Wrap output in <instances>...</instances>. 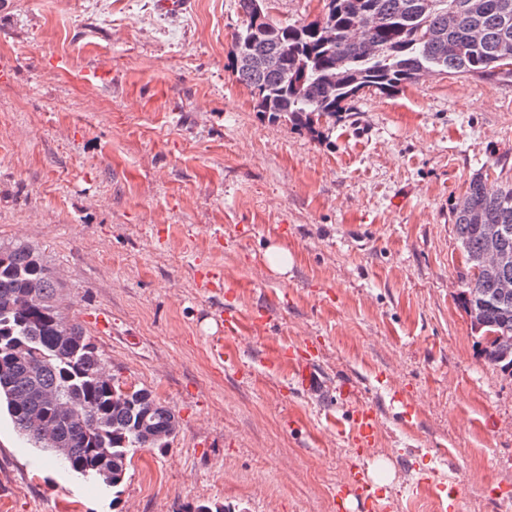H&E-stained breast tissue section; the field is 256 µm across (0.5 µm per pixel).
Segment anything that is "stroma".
<instances>
[{
	"label": "stroma",
	"instance_id": "obj_1",
	"mask_svg": "<svg viewBox=\"0 0 512 512\" xmlns=\"http://www.w3.org/2000/svg\"><path fill=\"white\" fill-rule=\"evenodd\" d=\"M243 25L237 0L177 16L157 0H0V244L36 247L115 383L178 421L168 448L134 452L115 499L1 414L0 512H360L353 495L338 506L353 466L383 512L512 504V377L486 367L461 304L452 222L474 174L512 180V74L433 75L308 126L271 121L231 65ZM227 308L266 321L229 337ZM306 342L321 401L279 356Z\"/></svg>",
	"mask_w": 512,
	"mask_h": 512
}]
</instances>
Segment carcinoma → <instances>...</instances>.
<instances>
[{"label": "carcinoma", "instance_id": "carcinoma-1", "mask_svg": "<svg viewBox=\"0 0 512 512\" xmlns=\"http://www.w3.org/2000/svg\"><path fill=\"white\" fill-rule=\"evenodd\" d=\"M326 21L268 22L255 36L250 22L234 38L239 81L251 87L256 111L307 125L313 117L351 110L360 91L391 95L421 79L430 63L451 75H493L512 66V0H331ZM277 55L282 65L260 60ZM336 75L335 81L328 76ZM477 175L452 211L468 276L460 293L482 332L489 368L512 376V294L481 272L490 247L485 225L507 256L500 277L512 281V182L490 192ZM60 282L27 243L0 245V408L41 450L83 477L119 493L130 454L165 448L177 433L174 413L152 392L128 393L99 378L107 362L83 328L58 307ZM58 432L53 442L45 426ZM176 512H230L222 503L184 504Z\"/></svg>", "mask_w": 512, "mask_h": 512}]
</instances>
